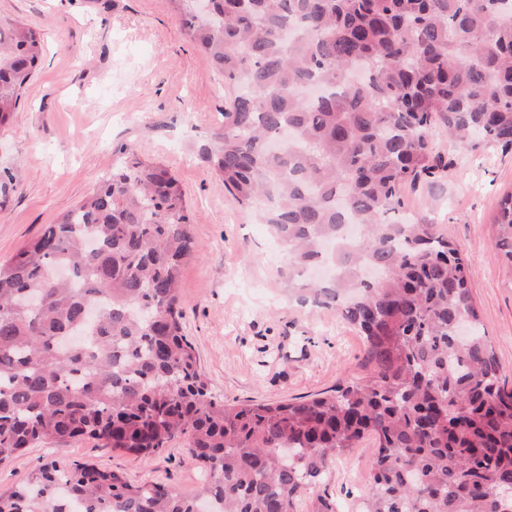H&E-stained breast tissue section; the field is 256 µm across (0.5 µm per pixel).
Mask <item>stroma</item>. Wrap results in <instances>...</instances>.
Returning <instances> with one entry per match:
<instances>
[{"instance_id": "35a3bbf8", "label": "stroma", "mask_w": 512, "mask_h": 512, "mask_svg": "<svg viewBox=\"0 0 512 512\" xmlns=\"http://www.w3.org/2000/svg\"><path fill=\"white\" fill-rule=\"evenodd\" d=\"M0 17L40 32L41 65L12 121L0 126V261L94 192L134 148L185 191L197 253L181 270L180 309L211 395L274 403L366 378L363 339L335 309L300 304L286 256L254 208L238 204L199 152L224 127L223 77L191 41L173 0H0ZM443 164L405 188L409 213L438 224L470 262L483 328L512 386V272L493 245V218L512 191V150L438 137ZM186 438L143 460L92 439L48 442L0 463V491L41 464L88 463L178 491L204 473ZM371 439L334 461L298 505L358 512Z\"/></svg>"}]
</instances>
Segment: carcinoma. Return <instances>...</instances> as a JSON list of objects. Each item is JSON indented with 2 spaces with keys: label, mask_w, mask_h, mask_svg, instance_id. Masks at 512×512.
Instances as JSON below:
<instances>
[{
  "label": "carcinoma",
  "mask_w": 512,
  "mask_h": 512,
  "mask_svg": "<svg viewBox=\"0 0 512 512\" xmlns=\"http://www.w3.org/2000/svg\"><path fill=\"white\" fill-rule=\"evenodd\" d=\"M235 93L202 148L257 206L303 301L364 336L372 374L309 399L227 405L182 333L196 254L185 194L131 149L100 188L0 263V463L91 438L148 459L177 438L209 479L187 496L88 464L39 467L0 512H297L373 440L359 512H512V387L474 307L470 266L403 189L440 167L434 128L512 146V0H176ZM0 19V125L40 65ZM512 270V191L493 220ZM88 339L64 342L80 330Z\"/></svg>",
  "instance_id": "cac0c4a2"
}]
</instances>
